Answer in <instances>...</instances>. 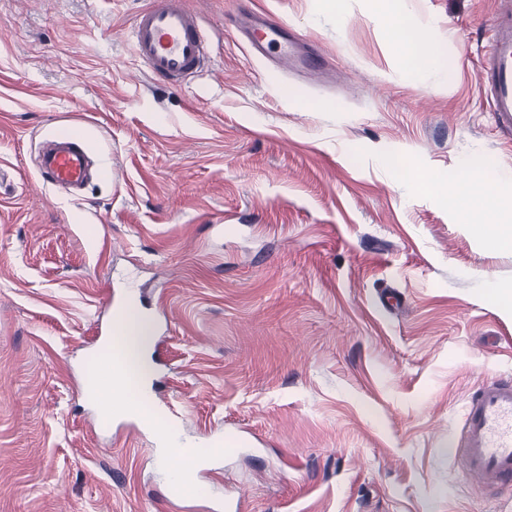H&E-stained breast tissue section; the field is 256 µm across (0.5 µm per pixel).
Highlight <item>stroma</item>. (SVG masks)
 Wrapping results in <instances>:
<instances>
[{
  "mask_svg": "<svg viewBox=\"0 0 512 512\" xmlns=\"http://www.w3.org/2000/svg\"><path fill=\"white\" fill-rule=\"evenodd\" d=\"M148 3L0 0V512H512L454 464L474 388L512 376V248L418 178L512 172L477 77L495 0H404L425 75L370 0H205L218 38L178 89L133 52ZM253 11L330 71L254 58L231 28ZM64 134L100 171L76 197L35 168ZM130 297L162 423L222 445L187 499L84 391ZM375 2L374 18L385 38L392 43L399 55L408 62H414L423 69L435 64L433 42L427 31L416 28L408 30L400 19L401 0H371ZM391 3L396 4L392 7Z\"/></svg>",
  "mask_w": 512,
  "mask_h": 512,
  "instance_id": "obj_1",
  "label": "stroma"
}]
</instances>
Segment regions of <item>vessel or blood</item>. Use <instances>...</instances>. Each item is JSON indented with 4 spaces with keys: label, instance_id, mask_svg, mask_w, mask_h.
<instances>
[{
    "label": "vessel or blood",
    "instance_id": "1",
    "mask_svg": "<svg viewBox=\"0 0 512 512\" xmlns=\"http://www.w3.org/2000/svg\"><path fill=\"white\" fill-rule=\"evenodd\" d=\"M239 27L251 33L254 56L279 48L289 59L322 67L323 58L298 51L286 37L282 22L270 15H246ZM493 43L478 71L480 87L490 96L493 111L512 123V0H498L492 22ZM214 31L187 0H151L134 20L130 39L148 76L176 88L200 73L209 55ZM85 148L73 138H56L41 154L38 172L54 185H79L86 179ZM455 464L461 474L490 489L512 484V379L483 381L463 414Z\"/></svg>",
    "mask_w": 512,
    "mask_h": 512
}]
</instances>
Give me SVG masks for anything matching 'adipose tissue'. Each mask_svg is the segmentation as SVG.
<instances>
[{"instance_id":"obj_1","label":"adipose tissue","mask_w":512,"mask_h":512,"mask_svg":"<svg viewBox=\"0 0 512 512\" xmlns=\"http://www.w3.org/2000/svg\"><path fill=\"white\" fill-rule=\"evenodd\" d=\"M374 18L386 39L400 56L422 68L435 64L433 42L427 31L403 27L401 9L392 0H374ZM430 188L442 196L458 223L468 225L478 238L501 246L512 245V207L505 206L493 192L495 176L486 167L469 165L458 171L427 175ZM152 327L136 314L133 302L118 307L112 318V341L102 355L103 368L85 372L88 398L111 418H133L157 432L166 454L179 456L180 477L176 497L187 498L197 489V473L212 458L185 445H174L169 430L147 404Z\"/></svg>"}]
</instances>
